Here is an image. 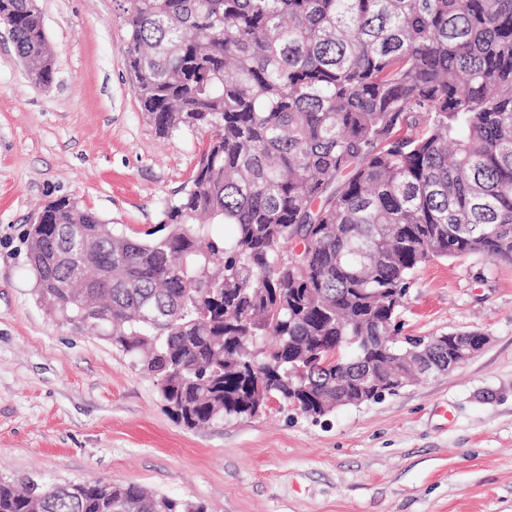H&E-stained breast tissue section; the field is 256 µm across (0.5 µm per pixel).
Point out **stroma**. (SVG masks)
<instances>
[{
	"label": "stroma",
	"instance_id": "stroma-1",
	"mask_svg": "<svg viewBox=\"0 0 512 512\" xmlns=\"http://www.w3.org/2000/svg\"><path fill=\"white\" fill-rule=\"evenodd\" d=\"M55 62L28 77L0 27V476L110 480L207 512H512V265L479 255L414 273L398 340L478 330L449 373L312 421L274 399L188 429L98 332L37 300L29 219L69 197L143 236L207 143L162 138L127 68L117 0H39Z\"/></svg>",
	"mask_w": 512,
	"mask_h": 512
}]
</instances>
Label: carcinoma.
Wrapping results in <instances>:
<instances>
[{"label":"carcinoma","mask_w":512,"mask_h":512,"mask_svg":"<svg viewBox=\"0 0 512 512\" xmlns=\"http://www.w3.org/2000/svg\"><path fill=\"white\" fill-rule=\"evenodd\" d=\"M127 64L162 137L206 129L158 235L71 198L28 232L40 299L97 327L193 429L269 395L312 417L372 401L455 348L390 339L433 259L512 264V0H123ZM29 78L38 0H0ZM215 224H231L216 238ZM0 512H206L111 481L0 476Z\"/></svg>","instance_id":"obj_1"}]
</instances>
